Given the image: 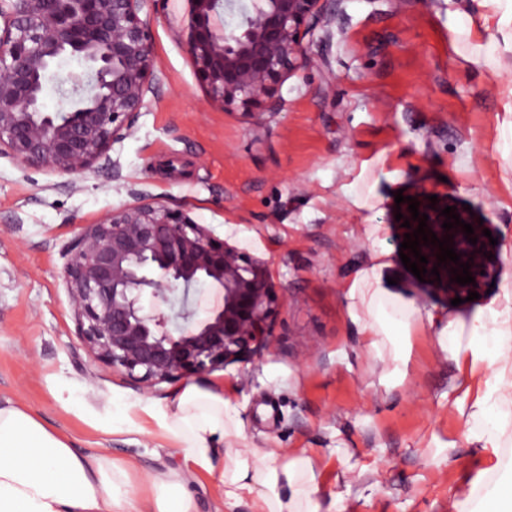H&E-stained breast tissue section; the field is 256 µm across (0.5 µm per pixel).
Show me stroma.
<instances>
[{
  "instance_id": "stroma-1",
  "label": "stroma",
  "mask_w": 512,
  "mask_h": 512,
  "mask_svg": "<svg viewBox=\"0 0 512 512\" xmlns=\"http://www.w3.org/2000/svg\"><path fill=\"white\" fill-rule=\"evenodd\" d=\"M330 44L288 79L286 107L257 125L212 100L186 43L191 0H147L162 82L103 170L64 175L0 157V401L36 413L80 451L135 461L140 474L183 454L152 414L184 383L223 388L240 437L217 441L213 471L190 481L195 512H226L231 448L305 449L321 512H448L453 500L512 480V425L482 451L464 410L488 370L448 357L434 329L414 327L404 362L371 349L349 310L347 283L382 225L393 300L471 317L491 297L452 305L399 257L397 191L423 187L470 205L501 257L512 240V178L501 139L512 114V51L476 0H339ZM146 189L268 260L281 284L274 342L251 360L146 395L105 366L87 371L67 292L64 249L79 225Z\"/></svg>"
}]
</instances>
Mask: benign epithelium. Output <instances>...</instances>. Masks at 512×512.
<instances>
[{"label":"benign epithelium","instance_id":"1","mask_svg":"<svg viewBox=\"0 0 512 512\" xmlns=\"http://www.w3.org/2000/svg\"><path fill=\"white\" fill-rule=\"evenodd\" d=\"M146 2L0 0V156L69 175L110 169L120 178L110 151L132 133L147 94L161 84L151 29L140 17ZM192 2L188 45L210 96L259 106L261 123L284 110L279 87L310 64V39L327 45L336 28L335 0ZM235 11L239 22L223 21ZM65 55L82 60L84 70L60 74L55 64ZM50 81L75 102L72 111L46 107ZM131 194L136 203L79 225L61 274L77 336L93 361L153 393L161 383L209 374L270 346L281 301L268 261L144 190ZM430 195L423 187L413 193L419 213L437 238L452 236L475 283L450 281L459 265H438L439 247L422 244L425 268L439 271L429 278L444 280L452 296L480 292L496 275L480 226L473 225L475 245L462 227L442 228L441 211L453 202L439 195L431 209ZM205 282L223 288L224 305L193 324L188 295ZM147 292L155 299L149 309Z\"/></svg>","mask_w":512,"mask_h":512}]
</instances>
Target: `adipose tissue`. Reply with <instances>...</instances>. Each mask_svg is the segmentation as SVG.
<instances>
[{"instance_id":"1","label":"adipose tissue","mask_w":512,"mask_h":512,"mask_svg":"<svg viewBox=\"0 0 512 512\" xmlns=\"http://www.w3.org/2000/svg\"><path fill=\"white\" fill-rule=\"evenodd\" d=\"M388 254L372 250L370 260L349 286L355 317L368 347L407 336L412 326L434 327L440 347L466 360L472 369L491 370L483 399L471 414L483 447H498L507 414L490 418V406L512 401V290L503 289L472 318L420 314L393 301L382 288ZM156 420L175 441L185 463L208 469L215 438L238 435L237 422L220 389L189 385L174 395ZM224 467V504L235 507L244 497L255 499L258 512H319L313 506L304 477L312 460L295 453L277 465L272 448H233ZM133 462L97 452H79L67 437L48 428L31 411L0 402V512H193L184 488L186 476L172 470L149 475L159 493L142 508L132 483ZM286 485V497H270L269 489Z\"/></svg>"}]
</instances>
